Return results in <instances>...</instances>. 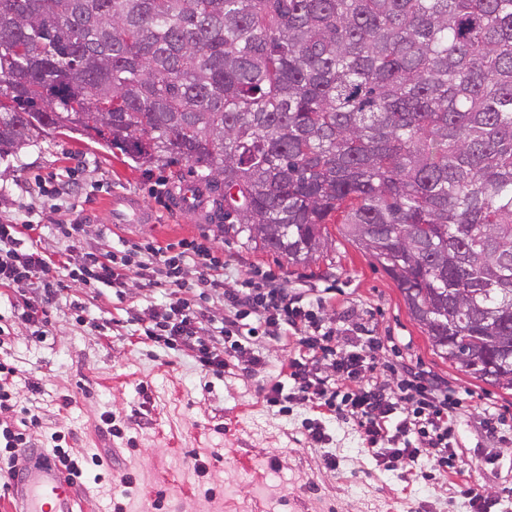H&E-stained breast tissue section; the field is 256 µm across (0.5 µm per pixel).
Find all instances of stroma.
<instances>
[{
	"instance_id": "1",
	"label": "stroma",
	"mask_w": 512,
	"mask_h": 512,
	"mask_svg": "<svg viewBox=\"0 0 512 512\" xmlns=\"http://www.w3.org/2000/svg\"><path fill=\"white\" fill-rule=\"evenodd\" d=\"M74 176L82 181L74 204L52 208L33 195L41 181ZM193 177L184 161L143 166L78 133L53 132L0 159V214L44 223L83 218L87 240L106 252L124 242L164 246L206 238L224 252L227 287L275 276L290 294L317 302L318 317L336 328L338 354L354 349L346 338L355 332V349L389 385H397L395 368L403 365L454 390L459 422L448 438L454 455L440 464L425 448L415 461L385 467L352 418L294 401L284 413L267 406L262 386L284 377L293 345L261 342L262 365L240 361L214 374L183 353L141 340L143 319L164 307L167 292L139 287L135 275L122 295L104 285L68 288L39 326L23 319L21 292L0 290V363L38 386L34 393L20 388L17 401L42 419L39 446L62 433L74 451L103 457L113 479L133 474L124 512H155L161 490L166 512H469L477 494L492 501V512H512V440L481 426L488 409L512 425V392L436 356L394 282L340 225H328V247L318 260L293 266L223 225L173 213L174 192ZM118 194L135 195L153 223H110L109 202ZM78 304L84 316L76 315ZM107 413L121 422L122 437L103 431ZM316 422L328 435L319 445L309 434ZM331 457L337 468L328 467ZM198 462L205 475L194 472ZM209 487L216 492L211 500L204 496Z\"/></svg>"
}]
</instances>
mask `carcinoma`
I'll list each match as a JSON object with an SVG mask.
<instances>
[{
    "label": "carcinoma",
    "mask_w": 512,
    "mask_h": 512,
    "mask_svg": "<svg viewBox=\"0 0 512 512\" xmlns=\"http://www.w3.org/2000/svg\"><path fill=\"white\" fill-rule=\"evenodd\" d=\"M58 129L192 164L293 264L336 218L512 390V0H0V158Z\"/></svg>",
    "instance_id": "1"
}]
</instances>
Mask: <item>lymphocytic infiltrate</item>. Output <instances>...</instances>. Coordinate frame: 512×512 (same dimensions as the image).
<instances>
[{"mask_svg":"<svg viewBox=\"0 0 512 512\" xmlns=\"http://www.w3.org/2000/svg\"><path fill=\"white\" fill-rule=\"evenodd\" d=\"M33 230L30 224L0 220V288L28 291L24 300L27 321L45 320L48 306L67 283L87 288L103 284L119 290L126 287L134 270L142 287L170 291L167 309L151 313L143 328L147 339L187 352L203 369L220 373L239 357L260 365L258 340L286 337L297 324H304L306 335L299 341V353L288 362V377L296 383L297 393L287 395L282 382H273L265 389L269 405L280 406L295 397L311 408L351 416L362 426L366 443L379 446L383 460L415 459L420 449L409 440L413 434L439 454H447L448 429L455 421V400L447 388L420 372L411 373L400 392L388 388L377 375H363V357L354 352L337 356L335 328L322 323L287 289L256 283L225 290L224 258L204 243L185 239L161 247L145 241L102 254L83 246V223L76 218L52 225L51 234L60 244L52 255L36 246L26 247L24 240ZM189 265L196 269L198 286L223 301L228 317L222 326H214L190 297L184 279ZM224 335L231 337V344L221 343ZM329 358L335 368L330 378L320 369L322 361ZM14 377V369L0 363V477L10 479L16 476L19 456L33 447L32 436L40 426L38 416L28 408L12 404L9 389L15 384ZM357 378L361 386L339 393V381Z\"/></svg>","mask_w":512,"mask_h":512,"instance_id":"f902f5d3","label":"lymphocytic infiltrate"}]
</instances>
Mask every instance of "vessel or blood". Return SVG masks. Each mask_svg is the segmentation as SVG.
Wrapping results in <instances>:
<instances>
[{
    "label": "vessel or blood",
    "instance_id": "1",
    "mask_svg": "<svg viewBox=\"0 0 512 512\" xmlns=\"http://www.w3.org/2000/svg\"><path fill=\"white\" fill-rule=\"evenodd\" d=\"M173 206L178 210L194 212L199 223L213 224L217 216L201 196L196 182L181 185ZM110 208L116 221L129 224H148L151 214L139 200L126 195L113 197ZM18 507L11 512H78L77 498L62 471L46 462H38L21 472L17 482Z\"/></svg>",
    "mask_w": 512,
    "mask_h": 512
}]
</instances>
